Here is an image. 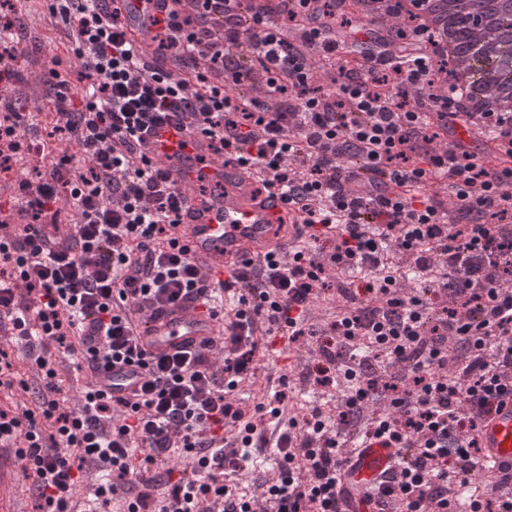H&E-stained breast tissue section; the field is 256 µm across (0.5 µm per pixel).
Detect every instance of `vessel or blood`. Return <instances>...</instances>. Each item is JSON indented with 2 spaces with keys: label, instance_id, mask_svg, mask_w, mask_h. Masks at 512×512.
<instances>
[{
  "label": "vessel or blood",
  "instance_id": "vessel-or-blood-1",
  "mask_svg": "<svg viewBox=\"0 0 512 512\" xmlns=\"http://www.w3.org/2000/svg\"><path fill=\"white\" fill-rule=\"evenodd\" d=\"M172 0H107L109 13L123 22L138 54L149 55L160 39L158 19L172 10ZM153 169L161 171L184 200L181 222L190 260L210 277L229 279L232 271L264 261L273 249L288 252L295 244L294 224L301 215L275 189H265L254 167L232 153H217L200 132L174 120L151 127L139 144ZM219 314L207 313L200 301L182 299L148 312L137 327L153 355L198 351L215 357L222 347ZM148 376L134 364L117 363L97 374L102 391L130 397L140 393ZM478 461L494 476L512 466V396L479 424ZM394 449L364 442L336 475L344 512H375L368 497L394 468Z\"/></svg>",
  "mask_w": 512,
  "mask_h": 512
}]
</instances>
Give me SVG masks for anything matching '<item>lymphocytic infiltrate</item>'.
Segmentation results:
<instances>
[{
    "instance_id": "1",
    "label": "lymphocytic infiltrate",
    "mask_w": 512,
    "mask_h": 512,
    "mask_svg": "<svg viewBox=\"0 0 512 512\" xmlns=\"http://www.w3.org/2000/svg\"><path fill=\"white\" fill-rule=\"evenodd\" d=\"M343 2L278 0L271 15L254 0H173L160 21L162 69L142 63L101 0H52L84 88L56 93L54 131L85 156H58L19 181L0 219V328L35 353L41 385L36 409L0 410V437L33 476L39 512H71L88 460L105 480L86 512H339L336 469L378 438L397 451L379 512H512L505 477L488 498L462 499L478 471L479 421L512 395V167L490 170L462 143L436 153L440 132L491 114L433 93L447 52L421 29L399 33L410 59L382 36L352 57L335 32L352 23ZM18 44L0 0L1 82L17 78ZM174 116L256 166L303 217L289 258L235 274L244 294L224 321L219 373L192 352L149 356L133 334L135 316L207 290L179 245L182 199L135 144ZM24 121L0 114L1 173L27 149ZM437 176L449 178L454 209L401 191ZM63 208L76 224L65 241L53 218ZM341 272L356 281L339 285L344 303L304 376L335 393L340 414L283 417L280 392L273 407L238 399L259 372L258 336L314 334L317 301ZM60 353L79 373L122 360L149 379L134 399L85 385L83 407L68 410ZM268 416L283 421L272 441L258 431ZM174 448L187 464L164 490L144 473ZM268 455L272 477L253 496L233 494L228 472Z\"/></svg>"
}]
</instances>
